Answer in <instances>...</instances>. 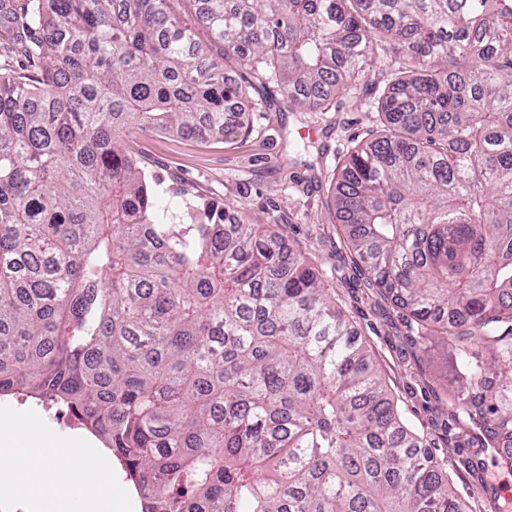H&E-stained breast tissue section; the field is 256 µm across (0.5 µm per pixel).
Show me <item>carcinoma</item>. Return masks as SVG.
I'll use <instances>...</instances> for the list:
<instances>
[{"label":"carcinoma","mask_w":512,"mask_h":512,"mask_svg":"<svg viewBox=\"0 0 512 512\" xmlns=\"http://www.w3.org/2000/svg\"><path fill=\"white\" fill-rule=\"evenodd\" d=\"M0 0V397L72 409L142 512H464L308 259L227 203L158 208L133 133L248 134L234 59L290 112L399 59L336 220L467 445L512 470V13L500 0ZM203 27L220 44L201 43ZM480 65L474 67L475 59ZM398 66V60L394 59L392 54L378 51L373 59V64L369 71V83H376L378 88H382L386 77Z\"/></svg>","instance_id":"carcinoma-1"}]
</instances>
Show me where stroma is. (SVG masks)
Here are the masks:
<instances>
[{
	"label": "stroma",
	"mask_w": 512,
	"mask_h": 512,
	"mask_svg": "<svg viewBox=\"0 0 512 512\" xmlns=\"http://www.w3.org/2000/svg\"><path fill=\"white\" fill-rule=\"evenodd\" d=\"M366 88L325 112L288 111L276 84L249 89L241 107L250 118L249 136L202 141L176 132L136 134L130 148L141 167L162 178L158 200L169 213L186 200L229 201L249 223L266 224L302 252L324 274L338 307L373 347L388 392L406 425L423 438L462 498L465 512H494L484 490L466 473L470 448L459 447L448 427L440 389L451 353L421 350L400 313L367 283L347 249L331 207L334 169L352 139L378 126ZM33 424L40 447L56 452L101 447L84 429L53 420L55 408L35 399H0V411Z\"/></svg>",
	"instance_id": "stroma-1"
}]
</instances>
